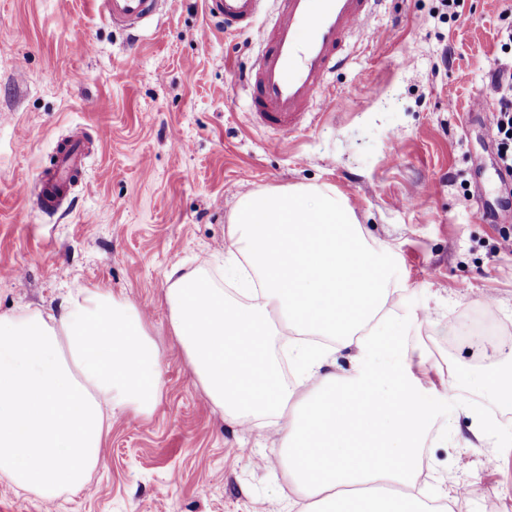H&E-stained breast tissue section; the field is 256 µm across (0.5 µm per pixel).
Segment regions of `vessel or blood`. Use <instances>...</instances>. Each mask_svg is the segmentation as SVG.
<instances>
[{
    "mask_svg": "<svg viewBox=\"0 0 512 512\" xmlns=\"http://www.w3.org/2000/svg\"><path fill=\"white\" fill-rule=\"evenodd\" d=\"M261 0H205L208 14L225 29L246 32L255 23ZM374 0H276L275 20L263 30L260 49L250 67L249 109L252 120L271 129L269 147L293 133L310 111L327 75L343 63L346 36L369 16ZM113 24L137 33L158 13L159 0H102ZM87 155L79 140L58 150L55 180L85 170Z\"/></svg>",
    "mask_w": 512,
    "mask_h": 512,
    "instance_id": "b4317fda",
    "label": "vessel or blood"
}]
</instances>
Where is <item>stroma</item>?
<instances>
[{
    "instance_id": "1",
    "label": "stroma",
    "mask_w": 512,
    "mask_h": 512,
    "mask_svg": "<svg viewBox=\"0 0 512 512\" xmlns=\"http://www.w3.org/2000/svg\"><path fill=\"white\" fill-rule=\"evenodd\" d=\"M512 0H378L351 32L308 118L275 150L249 120L243 76L270 0L250 33L225 30L204 0H160L140 41L98 0H0V313L54 308L96 288L145 307L164 355L161 396L112 412L105 464L53 504L0 478V512H297L270 421H225L195 384L168 323L167 276L224 279L226 233L242 196L330 186L368 245L389 246L398 290L383 314L425 310L404 341L436 398L447 442L428 440L415 490L481 488L455 512H512V406L485 374L512 365V174L491 132L497 34ZM451 53V67L440 59ZM485 109L472 111L475 99ZM95 134L87 178L60 211L35 202L58 143ZM25 149H18L19 137ZM499 421L476 440L477 419Z\"/></svg>"
}]
</instances>
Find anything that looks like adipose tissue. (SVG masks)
I'll return each instance as SVG.
<instances>
[{
  "mask_svg": "<svg viewBox=\"0 0 512 512\" xmlns=\"http://www.w3.org/2000/svg\"><path fill=\"white\" fill-rule=\"evenodd\" d=\"M228 235L224 276L246 304L228 305L195 270L173 271L165 293L211 405L240 426L275 419L303 512H440L410 491L441 429L408 371L405 322L381 316L396 291L390 248L366 244L330 187L245 195ZM285 330L355 348L352 370L330 372L328 352L303 340L292 349L301 378L286 380L270 352ZM162 374L143 311L102 290L46 314H0V477L46 500L82 490L104 464L113 409L151 412Z\"/></svg>",
  "mask_w": 512,
  "mask_h": 512,
  "instance_id": "adipose-tissue-1",
  "label": "adipose tissue"
}]
</instances>
